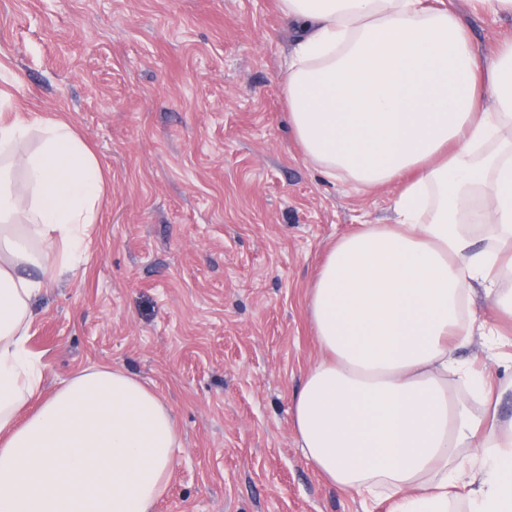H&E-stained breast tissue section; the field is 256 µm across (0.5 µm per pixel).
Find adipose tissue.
I'll list each match as a JSON object with an SVG mask.
<instances>
[{"label":"adipose tissue","instance_id":"adipose-tissue-1","mask_svg":"<svg viewBox=\"0 0 512 512\" xmlns=\"http://www.w3.org/2000/svg\"><path fill=\"white\" fill-rule=\"evenodd\" d=\"M296 28L284 91L304 158L396 221L328 249L308 309L324 352L294 395L307 463L391 512H512V419L459 359L474 297L512 319V37L480 53L445 0H278ZM30 151H20L27 139ZM106 183L62 116L0 121V512H153L181 446L125 369L42 395L32 303L74 274Z\"/></svg>","mask_w":512,"mask_h":512}]
</instances>
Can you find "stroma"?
Wrapping results in <instances>:
<instances>
[{
    "label": "stroma",
    "mask_w": 512,
    "mask_h": 512,
    "mask_svg": "<svg viewBox=\"0 0 512 512\" xmlns=\"http://www.w3.org/2000/svg\"><path fill=\"white\" fill-rule=\"evenodd\" d=\"M475 44L512 17L450 0ZM295 35L278 0H0V119L62 115L108 187L70 278L33 302L51 392L121 367L172 409L182 446L155 512H364L298 446L293 397L321 354L308 296L328 246L390 224L305 161L282 90ZM504 337L463 360L499 379Z\"/></svg>",
    "instance_id": "obj_1"
}]
</instances>
